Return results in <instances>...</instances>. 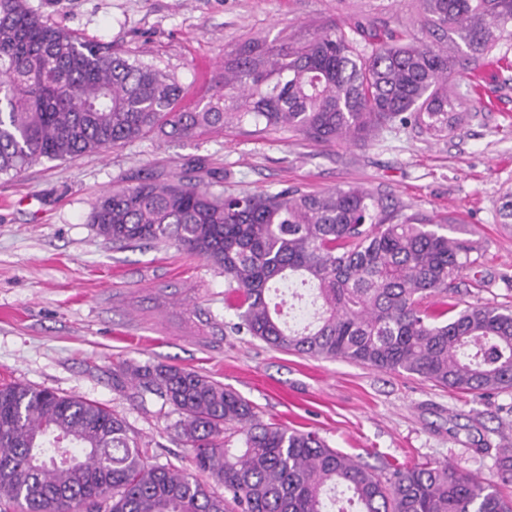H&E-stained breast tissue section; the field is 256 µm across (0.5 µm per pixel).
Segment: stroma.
Returning <instances> with one entry per match:
<instances>
[{
    "instance_id": "1",
    "label": "stroma",
    "mask_w": 512,
    "mask_h": 512,
    "mask_svg": "<svg viewBox=\"0 0 512 512\" xmlns=\"http://www.w3.org/2000/svg\"><path fill=\"white\" fill-rule=\"evenodd\" d=\"M48 24L113 44L174 74L185 103L206 97L224 53L251 38H309L366 17L409 23L414 0H29ZM490 86L500 108L434 138L393 127L363 143H315L285 128L228 125L193 140L160 134L0 175V384L79 395L124 417L152 462L190 468L177 413L112 388L125 361L207 375L263 421L316 432L382 471L451 462L498 481L512 448V389L478 397L405 373L272 347L237 331L219 270L172 246L116 248L89 222L99 197L147 175L224 193L356 186L405 213L458 224L482 257L456 284L463 302L512 306V68Z\"/></svg>"
}]
</instances>
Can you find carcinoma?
Instances as JSON below:
<instances>
[{
	"mask_svg": "<svg viewBox=\"0 0 512 512\" xmlns=\"http://www.w3.org/2000/svg\"><path fill=\"white\" fill-rule=\"evenodd\" d=\"M510 39L512 0H417L408 25L361 18L307 40H248L224 53L205 103L186 107L167 71L48 24L28 0H0V174L243 122L316 142H365L392 124L439 137L463 124L471 97L450 77ZM90 222L114 246H174L220 269L236 328L268 345L475 396L512 388V309L456 298L474 242L367 190L224 194L146 177L102 195ZM292 279L316 291L307 326L287 325L273 301ZM128 382L180 415L177 436L207 480L151 463L126 420L96 402L3 384L0 512H332L341 488L355 512H512L497 484L447 463L380 476L314 432L260 422L206 375L124 362L112 385ZM498 473L512 482V448Z\"/></svg>",
	"mask_w": 512,
	"mask_h": 512,
	"instance_id": "1",
	"label": "carcinoma"
}]
</instances>
